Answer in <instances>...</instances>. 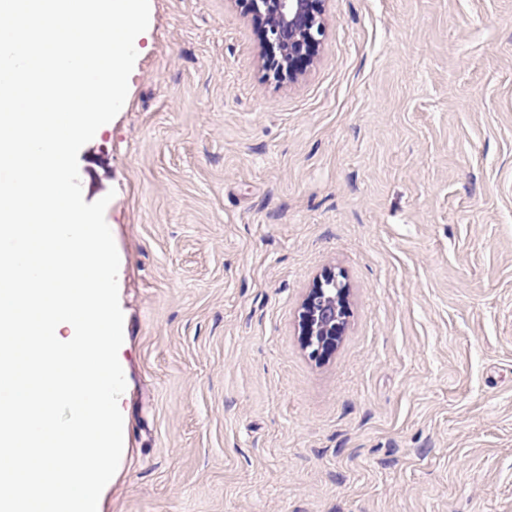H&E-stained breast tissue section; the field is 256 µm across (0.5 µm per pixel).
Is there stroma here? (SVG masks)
Listing matches in <instances>:
<instances>
[{
  "label": "stroma",
  "mask_w": 512,
  "mask_h": 512,
  "mask_svg": "<svg viewBox=\"0 0 512 512\" xmlns=\"http://www.w3.org/2000/svg\"><path fill=\"white\" fill-rule=\"evenodd\" d=\"M322 13L277 78L243 0H150L78 154L124 315L97 512H512V0ZM344 293L345 286L336 274L328 273L305 298L300 323L304 346L312 357L318 358L336 347L348 314Z\"/></svg>",
  "instance_id": "35a3bbf8"
}]
</instances>
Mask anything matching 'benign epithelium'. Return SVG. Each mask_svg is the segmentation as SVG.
<instances>
[{
	"mask_svg": "<svg viewBox=\"0 0 512 512\" xmlns=\"http://www.w3.org/2000/svg\"><path fill=\"white\" fill-rule=\"evenodd\" d=\"M267 51V67L275 74L293 73L296 58L324 37L320 3L323 0H245ZM345 286L334 273L326 274L309 292L300 312L305 348L318 358L336 347L348 311Z\"/></svg>",
	"mask_w": 512,
	"mask_h": 512,
	"instance_id": "benign-epithelium-1",
	"label": "benign epithelium"
}]
</instances>
